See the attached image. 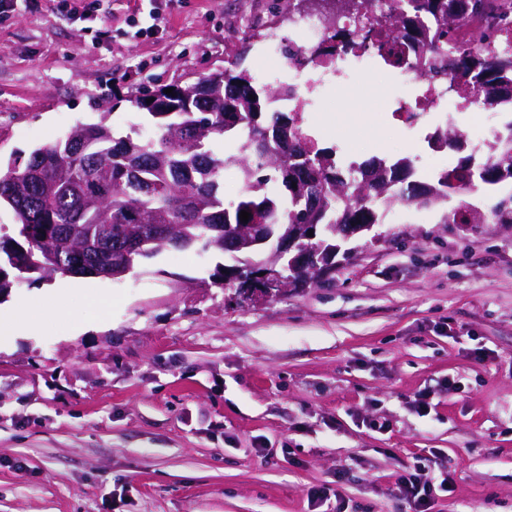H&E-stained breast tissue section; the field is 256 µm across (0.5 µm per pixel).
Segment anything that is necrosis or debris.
Returning a JSON list of instances; mask_svg holds the SVG:
<instances>
[{
    "label": "necrosis or debris",
    "mask_w": 512,
    "mask_h": 512,
    "mask_svg": "<svg viewBox=\"0 0 512 512\" xmlns=\"http://www.w3.org/2000/svg\"><path fill=\"white\" fill-rule=\"evenodd\" d=\"M512 19V0H485L480 11L468 12L459 33L460 41L481 44L490 30L504 19ZM295 38L289 44L268 39L260 52L263 61L258 77L277 84L280 73H287L288 84L297 100L306 101L312 95L329 96L347 92L357 79H373L383 72H391L402 93L400 119L410 114L420 116L444 103H453L456 109L469 110L470 122L461 134L464 148L471 153H488L490 137L494 132L492 119L500 114L512 113V99H504L486 106L469 105L462 94L463 80L456 72L431 76L421 74L417 61L406 60L390 66L370 52L361 54L337 53L322 62L310 61L309 56L328 36L329 28L322 14L311 10L293 16Z\"/></svg>",
    "instance_id": "4bbe7bcc"
}]
</instances>
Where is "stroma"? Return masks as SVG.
<instances>
[{"label":"stroma","instance_id":"stroma-1","mask_svg":"<svg viewBox=\"0 0 512 512\" xmlns=\"http://www.w3.org/2000/svg\"><path fill=\"white\" fill-rule=\"evenodd\" d=\"M287 37L284 0H110L87 23L56 0L0 15V160L80 123L140 124L113 96L186 84ZM392 78L323 99L312 122L340 162L437 169L434 111L395 116ZM396 206L349 238L327 280L254 304L211 276L219 256L164 251L121 279L15 284L0 308V512H403L417 457L448 471L431 512H512V224H448ZM59 312L44 318L46 287ZM428 394V415L415 408Z\"/></svg>","mask_w":512,"mask_h":512}]
</instances>
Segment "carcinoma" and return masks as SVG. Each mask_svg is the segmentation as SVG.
I'll return each instance as SVG.
<instances>
[{"label":"carcinoma","instance_id":"cac0c4a2","mask_svg":"<svg viewBox=\"0 0 512 512\" xmlns=\"http://www.w3.org/2000/svg\"><path fill=\"white\" fill-rule=\"evenodd\" d=\"M413 11H384L371 0L331 4L326 15L330 42L349 45L336 32V13L370 11L380 25L418 48L429 72L460 73L476 103L489 104L512 95V52L489 45L474 50L457 43L446 47L463 20L455 0H411ZM436 21L432 34L421 18ZM173 92H166L167 88ZM139 87L125 101L152 119L154 134L116 137L100 120L79 124L55 144L33 150L0 171V207L9 209L14 232L0 234V289L16 279L46 280L56 274L112 276L131 271L143 259L166 249L188 251L201 246L232 259L259 265L278 238L297 235L302 224L316 225L311 241L298 240L292 259L308 244L321 252L339 244L341 224H378L401 200L420 207L443 205L452 195L479 184L494 185L502 171H512V120L499 131L481 162L463 156L451 171L429 181L413 179L407 158L340 167L336 152L309 136L304 117L288 109L294 95L288 84L274 88L236 62L194 83ZM290 128L292 142L283 146L277 130ZM236 145L224 157L221 145ZM237 163L242 196L224 199V168ZM250 213L240 220V212ZM501 224H512V197L492 208ZM484 220L475 209H458L450 224ZM262 224L271 241L244 246L243 229Z\"/></svg>","mask_w":512,"mask_h":512}]
</instances>
